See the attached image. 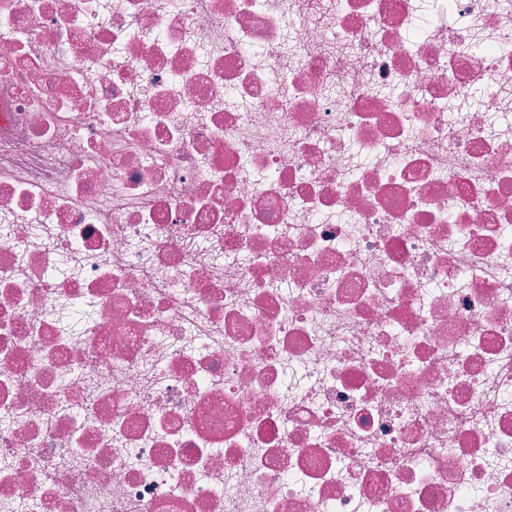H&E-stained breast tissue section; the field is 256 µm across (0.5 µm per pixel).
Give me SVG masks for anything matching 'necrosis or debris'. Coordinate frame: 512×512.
<instances>
[{"label":"necrosis or debris","mask_w":512,"mask_h":512,"mask_svg":"<svg viewBox=\"0 0 512 512\" xmlns=\"http://www.w3.org/2000/svg\"><path fill=\"white\" fill-rule=\"evenodd\" d=\"M0 416V512H512V0H0Z\"/></svg>","instance_id":"1"}]
</instances>
